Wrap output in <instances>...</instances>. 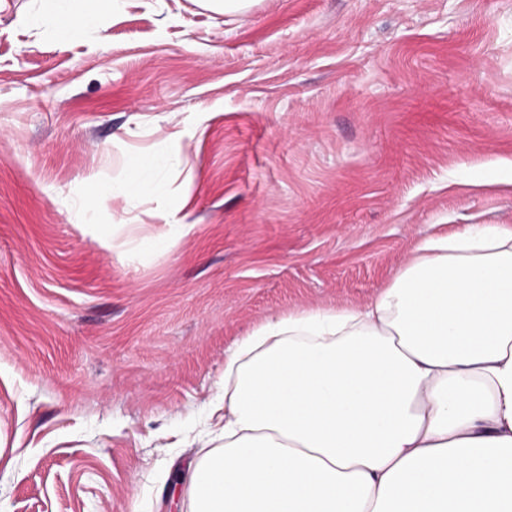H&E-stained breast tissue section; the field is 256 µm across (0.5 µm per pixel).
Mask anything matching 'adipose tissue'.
I'll use <instances>...</instances> for the list:
<instances>
[{"label":"adipose tissue","instance_id":"1","mask_svg":"<svg viewBox=\"0 0 512 512\" xmlns=\"http://www.w3.org/2000/svg\"><path fill=\"white\" fill-rule=\"evenodd\" d=\"M186 512H512V225L420 239L367 304L224 353Z\"/></svg>","mask_w":512,"mask_h":512}]
</instances>
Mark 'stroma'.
<instances>
[{
	"mask_svg": "<svg viewBox=\"0 0 512 512\" xmlns=\"http://www.w3.org/2000/svg\"><path fill=\"white\" fill-rule=\"evenodd\" d=\"M43 15L0 0V512H180L237 339L512 224V0ZM48 2V16L54 27L55 35L62 43L79 36L81 31L95 19V12L88 11L82 17H74L69 8L73 0H44Z\"/></svg>",
	"mask_w": 512,
	"mask_h": 512,
	"instance_id": "1",
	"label": "stroma"
}]
</instances>
